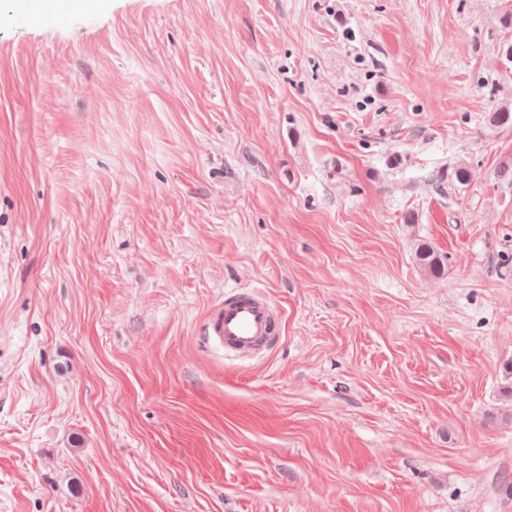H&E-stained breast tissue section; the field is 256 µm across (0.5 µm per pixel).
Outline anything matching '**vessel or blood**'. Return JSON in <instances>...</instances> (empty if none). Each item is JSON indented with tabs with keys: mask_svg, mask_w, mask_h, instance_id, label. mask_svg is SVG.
Here are the masks:
<instances>
[{
	"mask_svg": "<svg viewBox=\"0 0 512 512\" xmlns=\"http://www.w3.org/2000/svg\"><path fill=\"white\" fill-rule=\"evenodd\" d=\"M278 331L279 318L266 293L234 288L209 313L205 335L226 355L245 359L264 351Z\"/></svg>",
	"mask_w": 512,
	"mask_h": 512,
	"instance_id": "obj_1",
	"label": "vessel or blood"
}]
</instances>
